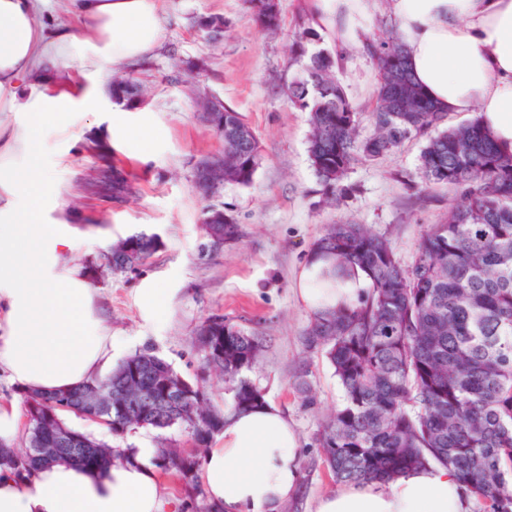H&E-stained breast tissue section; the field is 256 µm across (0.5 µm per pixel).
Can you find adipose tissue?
Returning <instances> with one entry per match:
<instances>
[{
	"label": "adipose tissue",
	"instance_id": "obj_1",
	"mask_svg": "<svg viewBox=\"0 0 512 512\" xmlns=\"http://www.w3.org/2000/svg\"><path fill=\"white\" fill-rule=\"evenodd\" d=\"M163 0H68L72 24L46 28L50 0H0V371L16 390L0 403V440L23 431L18 408L101 378L114 363L111 326L80 263L82 236L60 205L54 166L71 129L99 116L111 151L148 161L162 146L150 108L112 101L113 71L160 47ZM413 78L447 112L476 113L512 148V0H389ZM77 64L70 72L69 64ZM299 436L277 406L226 409L198 480L222 512H279L300 483ZM147 441L119 448L107 472L58 463L28 480L0 471V512H174ZM316 512H468L453 471L426 466L388 489L349 485Z\"/></svg>",
	"mask_w": 512,
	"mask_h": 512
}]
</instances>
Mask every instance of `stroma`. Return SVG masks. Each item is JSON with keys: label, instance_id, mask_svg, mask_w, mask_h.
<instances>
[{"label": "stroma", "instance_id": "stroma-1", "mask_svg": "<svg viewBox=\"0 0 512 512\" xmlns=\"http://www.w3.org/2000/svg\"><path fill=\"white\" fill-rule=\"evenodd\" d=\"M277 3L280 27L270 32L256 24L245 0H166L160 48L128 72L146 92L148 107L165 122L164 152L146 162L133 161L136 194L122 205L72 190L98 166L85 149L88 132L74 131L55 178L63 189V204L74 211L82 233L111 242L135 232L161 239L160 248L143 264L97 283L102 313L111 320L121 346L118 359L151 350L185 378L203 382L214 404L223 406L224 378L205 368L194 330L208 315H224L260 340L261 355L248 376L293 421L306 463L318 455L315 434L320 424L343 398L324 354L308 352L303 345L310 315L298 290L311 245L326 225L362 224L385 235L401 265L410 266L425 231L447 219L457 191L434 185V203L425 206L417 200L425 142L412 139L381 159L356 161L341 203L325 201L308 155L307 115L283 92L304 69L303 60L292 59L289 52L295 19L315 7L313 0ZM209 14L226 20L221 45H212L194 26L196 17ZM317 32L319 48L340 56L337 77L359 109L361 135H368L377 69L359 45L337 47L335 15L319 14ZM199 90L240 112L261 145L262 162L253 184L225 185L213 200L243 230L238 243L220 250L212 248L200 229L205 202L192 181L196 161L224 147L196 111ZM146 276L170 291V313L156 325L140 318L136 290ZM303 372L317 400L311 409L302 405L295 388Z\"/></svg>", "mask_w": 512, "mask_h": 512}]
</instances>
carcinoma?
<instances>
[{"mask_svg": "<svg viewBox=\"0 0 512 512\" xmlns=\"http://www.w3.org/2000/svg\"><path fill=\"white\" fill-rule=\"evenodd\" d=\"M264 28L279 27L278 4L247 0ZM314 18L296 20L295 55L307 58L302 77L287 85V96L308 114V153L322 195L331 204L344 196V179L356 157L381 158L410 139L421 138L420 177L424 188L448 185L459 191L448 221L424 233L413 264L403 267L388 240L361 224H329L310 252L327 263L318 288H337L360 267L369 290L311 319L304 331L309 352H321L334 369L343 399L317 430L320 461L340 484L386 487L412 469L439 465L456 474L474 512H512V148L502 149L474 119L440 129L447 113L417 88L399 38L366 36L362 52L379 73L372 133L359 137V112L336 78L339 59L307 45L320 40ZM225 25L221 15L199 18L210 35ZM144 91L126 77L112 79V101L140 105ZM224 174L206 179L193 174L196 194L209 200L224 184L249 187L261 160L253 129L233 108L224 107ZM89 150L109 173L112 201L121 204L135 192L126 171L112 163L108 145L91 141ZM209 239L236 243L241 230L226 213L224 223L205 224ZM160 245L156 235H131L112 245L110 260L85 264L96 281L141 264ZM202 354L224 352L211 367L224 374L230 405L244 409L264 401L263 391L244 376L257 361L259 341L242 327L212 314L194 331ZM181 375L171 364L144 350L122 361L105 379L141 389L142 419L117 409L106 415L107 429L124 436L139 429L164 431L190 427V413L213 418L193 431L194 449L178 460L156 463L188 489L197 512H219L195 481L200 456L224 425V413L212 404L206 387L191 383L184 396L164 395L163 382ZM79 389L49 394L47 405L32 409L25 399L26 439L36 436L44 410L56 420L72 412ZM90 471L111 465L90 451L60 457Z\"/></svg>", "mask_w": 512, "mask_h": 512, "instance_id": "obj_1", "label": "carcinoma"}]
</instances>
